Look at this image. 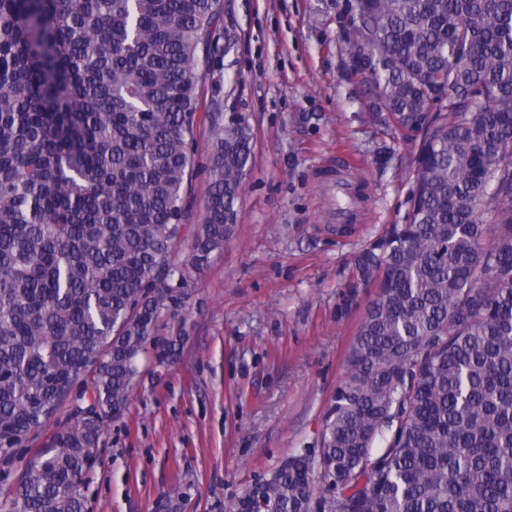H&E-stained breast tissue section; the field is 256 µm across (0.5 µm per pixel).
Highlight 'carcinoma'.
<instances>
[{
	"label": "carcinoma",
	"instance_id": "obj_1",
	"mask_svg": "<svg viewBox=\"0 0 512 512\" xmlns=\"http://www.w3.org/2000/svg\"><path fill=\"white\" fill-rule=\"evenodd\" d=\"M224 0H0V451L91 384L5 512H83L79 476L129 404L189 241L237 223L243 120L198 111ZM351 69L420 133L407 221L353 262L376 288L318 455L234 512H512V0H348ZM213 139L187 223L195 132ZM213 144L207 126L196 134V167L191 190L186 201L189 211V224H201L205 215L208 188L211 180Z\"/></svg>",
	"mask_w": 512,
	"mask_h": 512
}]
</instances>
